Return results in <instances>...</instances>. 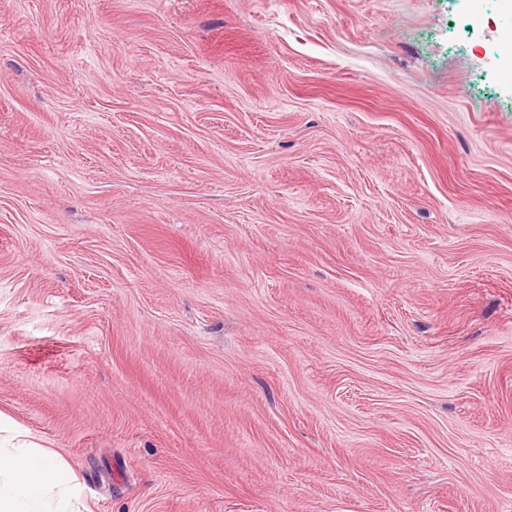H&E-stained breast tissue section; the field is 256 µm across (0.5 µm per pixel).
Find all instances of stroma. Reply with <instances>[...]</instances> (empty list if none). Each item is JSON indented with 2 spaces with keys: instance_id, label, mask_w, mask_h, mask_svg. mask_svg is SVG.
Returning <instances> with one entry per match:
<instances>
[{
  "instance_id": "stroma-1",
  "label": "stroma",
  "mask_w": 512,
  "mask_h": 512,
  "mask_svg": "<svg viewBox=\"0 0 512 512\" xmlns=\"http://www.w3.org/2000/svg\"><path fill=\"white\" fill-rule=\"evenodd\" d=\"M512 0H0V439L78 512H512Z\"/></svg>"
}]
</instances>
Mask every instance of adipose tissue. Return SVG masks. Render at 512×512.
<instances>
[{
  "instance_id": "obj_1",
  "label": "adipose tissue",
  "mask_w": 512,
  "mask_h": 512,
  "mask_svg": "<svg viewBox=\"0 0 512 512\" xmlns=\"http://www.w3.org/2000/svg\"><path fill=\"white\" fill-rule=\"evenodd\" d=\"M67 473L35 444L0 449V512H68Z\"/></svg>"
}]
</instances>
